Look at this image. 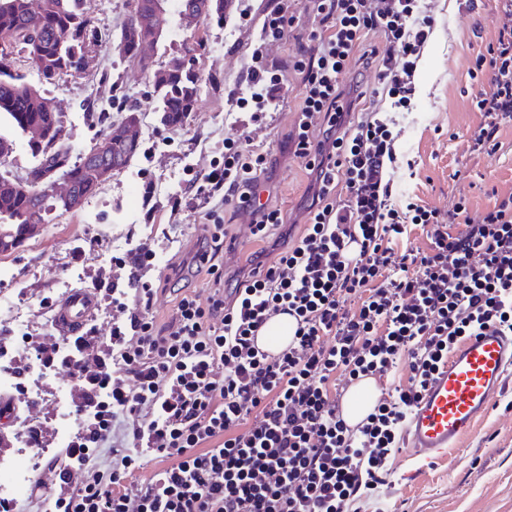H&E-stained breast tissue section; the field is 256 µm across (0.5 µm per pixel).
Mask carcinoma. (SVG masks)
I'll return each mask as SVG.
<instances>
[{
  "label": "carcinoma",
  "mask_w": 512,
  "mask_h": 512,
  "mask_svg": "<svg viewBox=\"0 0 512 512\" xmlns=\"http://www.w3.org/2000/svg\"><path fill=\"white\" fill-rule=\"evenodd\" d=\"M84 0H0V40H23L27 36L30 12L42 17V28L29 45L27 56L35 64L39 83L14 69L11 59L0 57V120L23 135L32 128L45 131L43 139L28 142L39 156V163L27 174V185L15 188L11 179L0 174V253H10L32 239V231L49 222L53 213H67L61 201L49 192L45 176L50 171L66 178L73 191L87 198L101 184L92 177L94 164H112V158L71 162L70 148L61 111L54 99L45 95L42 84H52L64 76L81 72L86 46L99 39L91 16L83 8ZM121 27L117 49L129 57H138L135 34L125 35ZM165 80L153 82L160 101V122L166 126L184 123L194 108L198 77L192 65L182 58L166 66Z\"/></svg>",
  "instance_id": "carcinoma-1"
}]
</instances>
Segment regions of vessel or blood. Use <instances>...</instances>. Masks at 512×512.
Here are the masks:
<instances>
[{
    "instance_id": "b4317fda",
    "label": "vessel or blood",
    "mask_w": 512,
    "mask_h": 512,
    "mask_svg": "<svg viewBox=\"0 0 512 512\" xmlns=\"http://www.w3.org/2000/svg\"><path fill=\"white\" fill-rule=\"evenodd\" d=\"M98 306L84 288L73 290L56 306L59 335H77ZM512 368V335L494 329L468 337L434 373L414 403L405 426V442L415 453L434 456L457 447L499 394Z\"/></svg>"
}]
</instances>
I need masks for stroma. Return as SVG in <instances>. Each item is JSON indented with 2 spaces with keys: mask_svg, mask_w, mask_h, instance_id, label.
Wrapping results in <instances>:
<instances>
[{
  "mask_svg": "<svg viewBox=\"0 0 512 512\" xmlns=\"http://www.w3.org/2000/svg\"><path fill=\"white\" fill-rule=\"evenodd\" d=\"M130 0H84L102 35L93 49L92 68L46 86L62 113L73 146L72 160L99 142L109 122L128 108L142 118L141 149L130 165L115 174L81 208L55 217L10 254H0V330L43 334L52 329L40 299L60 300L83 287L86 272L109 257L147 242L161 265L176 266L181 284L200 300L209 296V277L197 271L195 256L204 247L200 217L187 204V182L195 172L220 159L225 136L264 142L277 160L271 175L272 204L287 222H305L312 177L287 146L302 91L293 76V92L264 124L240 113L225 119L224 96L244 70L247 50L259 36L258 18L275 0H235L224 22H210L192 34L172 27L150 53L163 66L179 56L187 41L199 38L203 49L196 103L183 126L168 128L158 120L159 99L137 60L122 56L112 37L127 22ZM250 8L252 15L240 17ZM434 33L418 63L417 106L396 128L395 181L398 190L421 205L446 210L466 197L471 216L493 206L496 194L512 192V120L505 122L496 147L472 150L471 137L482 121L475 106L479 84L471 77L475 59L495 42L496 0H432ZM225 228L234 249L224 255V274L250 271L255 251L277 255L274 240L248 239L246 218L226 213ZM41 400L20 406L19 416L49 431L41 453L49 459L61 447L58 431L69 410L71 381L63 371L40 378ZM351 512H512V385L441 459L424 460L408 448L391 458L383 485L357 500Z\"/></svg>",
  "mask_w": 512,
  "mask_h": 512,
  "instance_id": "obj_1",
  "label": "stroma"
}]
</instances>
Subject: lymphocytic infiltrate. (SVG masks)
Returning a JSON list of instances; mask_svg holds the SVG:
<instances>
[{"mask_svg":"<svg viewBox=\"0 0 512 512\" xmlns=\"http://www.w3.org/2000/svg\"><path fill=\"white\" fill-rule=\"evenodd\" d=\"M313 19L287 67L264 56L287 38L298 12ZM435 26L426 0H279L263 14L245 63L244 89L229 90L228 113L263 123L286 103L290 72L303 76L293 156L315 176L309 218L276 259L225 283L224 210L247 214L254 241L285 224L262 202L271 150L224 139V162L192 178L211 246L198 258L212 282L207 303L182 293L166 324L151 310L156 267L142 243L90 274L85 286L120 312L108 335L97 327L60 340L0 333V369L26 377L30 363L64 370L73 384L74 428L48 466L58 475L56 512H350L384 482L408 413L438 367L467 337L495 327L512 334V193L470 217L465 201L441 211L399 196L392 128L412 111L415 76ZM383 46L365 47L370 33ZM378 69L387 111L362 106L355 67ZM475 69L483 121L476 151L512 120V0H500L497 38ZM425 227L427 250L396 255L408 226ZM135 267L128 279L119 272ZM297 316L295 340L272 355L251 338L278 315ZM332 337L325 345L324 337ZM406 386L381 389L365 422L344 425L346 384L383 378L399 363ZM109 450L112 463L96 455ZM157 463L149 482L129 476Z\"/></svg>","mask_w":512,"mask_h":512,"instance_id":"obj_1","label":"lymphocytic infiltrate"}]
</instances>
